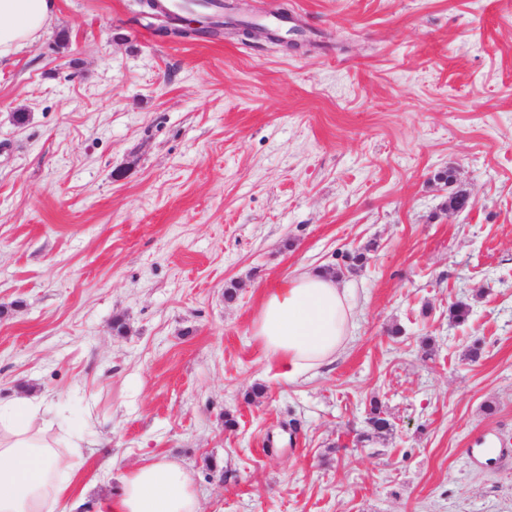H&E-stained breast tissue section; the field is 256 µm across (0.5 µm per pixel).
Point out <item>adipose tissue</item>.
Wrapping results in <instances>:
<instances>
[{
  "instance_id": "ef3b65f1",
  "label": "adipose tissue",
  "mask_w": 512,
  "mask_h": 512,
  "mask_svg": "<svg viewBox=\"0 0 512 512\" xmlns=\"http://www.w3.org/2000/svg\"><path fill=\"white\" fill-rule=\"evenodd\" d=\"M54 0H0V59L34 43L50 24ZM354 306L348 289L321 269L280 279L265 289L254 336L294 380L336 361L351 341ZM45 402L18 396L0 403V512H79L88 489L73 462L77 441L60 448L47 435ZM106 512H200L187 466L166 459L120 480Z\"/></svg>"
}]
</instances>
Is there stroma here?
I'll return each mask as SVG.
<instances>
[{"instance_id": "1", "label": "stroma", "mask_w": 512, "mask_h": 512, "mask_svg": "<svg viewBox=\"0 0 512 512\" xmlns=\"http://www.w3.org/2000/svg\"><path fill=\"white\" fill-rule=\"evenodd\" d=\"M283 7L300 50L237 35ZM224 19L166 37L138 0H55L0 62V400L84 427L85 512L154 456L201 512H512V456L472 458L512 452V0ZM312 268L354 288L353 339L291 383L253 321ZM374 397L394 428L366 441Z\"/></svg>"}]
</instances>
